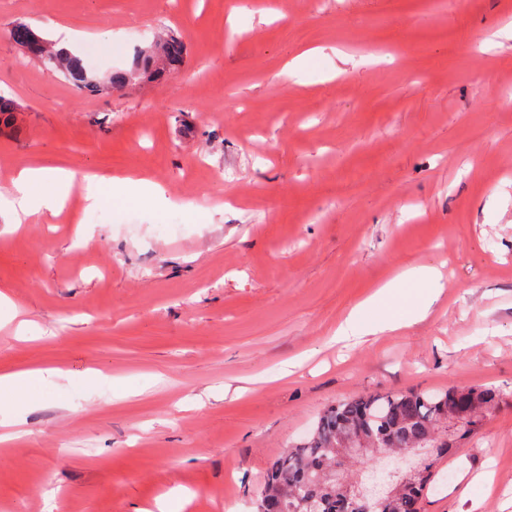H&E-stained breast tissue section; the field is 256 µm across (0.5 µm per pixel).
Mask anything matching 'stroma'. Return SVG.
I'll list each match as a JSON object with an SVG mask.
<instances>
[{
  "label": "stroma",
  "instance_id": "35a3bbf8",
  "mask_svg": "<svg viewBox=\"0 0 512 512\" xmlns=\"http://www.w3.org/2000/svg\"><path fill=\"white\" fill-rule=\"evenodd\" d=\"M509 22L512 0H0V186L57 164L169 198L89 209L75 189L59 215L0 221V373L65 372L25 387L0 512H256L269 465L339 400L512 399V40L491 37ZM19 23L111 29L113 54L85 57L101 79L169 31L186 54L91 95L16 45ZM407 265L443 274L428 317L334 341ZM476 500L512 512V402L449 451L423 512Z\"/></svg>",
  "mask_w": 512,
  "mask_h": 512
}]
</instances>
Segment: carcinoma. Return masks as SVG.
I'll list each match as a JSON object with an SVG mask.
<instances>
[{
	"label": "carcinoma",
	"instance_id": "carcinoma-1",
	"mask_svg": "<svg viewBox=\"0 0 512 512\" xmlns=\"http://www.w3.org/2000/svg\"><path fill=\"white\" fill-rule=\"evenodd\" d=\"M185 51L182 37L169 34L159 43L158 50H145L132 71H115L107 83L112 87L123 86L136 73L151 80L162 79L180 65ZM49 54L50 66L67 74L77 88L100 91L98 78L89 75L81 59L60 52L53 45ZM505 403L506 398L498 390L483 386L450 387L436 392L394 391L340 400L320 415L306 438L272 463L256 501V512H306V499L327 493L326 473L335 475L338 483H346L352 467L370 471L375 467L377 454L392 448L412 452L430 448L445 437L451 449L458 439L476 431L487 416ZM448 409L466 411L462 422L451 431L438 422L440 414ZM346 427L370 433L378 445L366 449L362 456L338 458L334 449L336 433ZM443 458L442 454L432 457L413 490L403 492L376 512H421L424 492L438 474Z\"/></svg>",
	"mask_w": 512,
	"mask_h": 512
}]
</instances>
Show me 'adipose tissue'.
Segmentation results:
<instances>
[{
  "label": "adipose tissue",
  "mask_w": 512,
  "mask_h": 512,
  "mask_svg": "<svg viewBox=\"0 0 512 512\" xmlns=\"http://www.w3.org/2000/svg\"><path fill=\"white\" fill-rule=\"evenodd\" d=\"M75 187L80 188L83 200L90 208L99 206L110 194L137 195L160 201L165 198V191L159 184L144 178L112 177L82 169L26 164L18 169L7 192H0V219L8 224H19L46 210L60 211ZM440 278V272L433 267H406L396 278L379 285L357 306L362 321L346 320L338 328L337 338L351 334L377 336L405 327L407 321L395 314L396 307L402 303L412 306L411 320H424L439 297L431 285ZM421 282L425 283V290L415 291V284Z\"/></svg>",
  "instance_id": "ef3b65f1"
}]
</instances>
